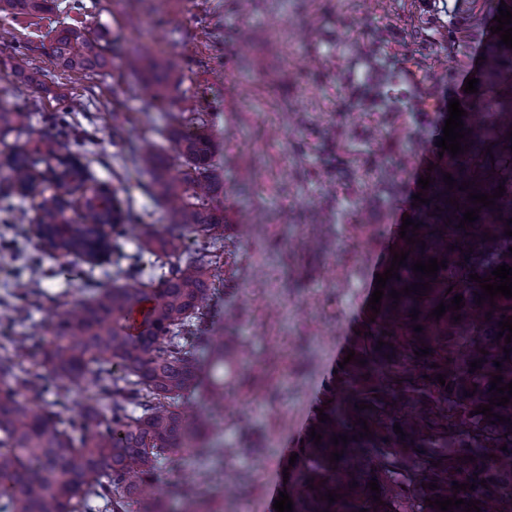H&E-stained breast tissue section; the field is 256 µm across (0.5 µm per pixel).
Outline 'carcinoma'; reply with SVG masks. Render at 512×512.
<instances>
[{"instance_id":"cac0c4a2","label":"carcinoma","mask_w":512,"mask_h":512,"mask_svg":"<svg viewBox=\"0 0 512 512\" xmlns=\"http://www.w3.org/2000/svg\"><path fill=\"white\" fill-rule=\"evenodd\" d=\"M54 6L55 0H0V12L14 15ZM50 56L62 68L98 73L108 64V43L95 28L66 26L55 34ZM133 64L153 99L165 102L173 70L141 57ZM477 88L462 105L464 152L453 157L446 150L439 159L423 193L429 203L414 218L419 230L407 231L396 248L408 257L387 281L380 313L324 409L329 420L316 423L321 444L310 439L288 467L293 512H441L426 502L441 497L478 500L481 512H512V401L492 407L504 422L475 413L496 397L493 376H503L504 385L512 381V359L504 353L512 342L497 338L498 323L512 319V298L478 304L481 284L469 278L512 267V236L505 235L512 230V49L498 34L487 45ZM49 122L58 134L56 165L17 149L0 161V192L35 201L36 217L25 232L37 251L87 267L95 287L83 300L60 297L45 306L49 337L33 354L23 328L30 308L44 302L35 288L39 261L23 256L24 274L13 286L17 304L0 311V512H90L95 503L105 512H131L132 504L148 502L162 512V461L224 452L213 436L224 420V372L239 360L226 351L224 331L211 315L224 287L226 230L213 163L217 143L199 112L172 128L171 150L150 141L138 145L144 188L162 202L167 223H132L109 189L90 190L75 221L68 212L84 166L68 149L67 116ZM12 134L31 137L35 129L28 113L0 104V137ZM446 173L458 183L451 190ZM468 181L473 185L459 190ZM500 185L505 192L489 207L468 199L492 195ZM475 208L479 218L459 227L465 210ZM133 232L138 250L130 252ZM411 236L416 243H407ZM430 258L447 268L435 278L413 272L417 260ZM425 282L430 289L421 297L402 293ZM394 290L397 300L390 297ZM459 294L465 305L449 308ZM144 302L150 313L134 333L130 316ZM441 303L446 313L430 316ZM416 325L423 331H414ZM425 347L429 355H415ZM474 360L481 367L472 372ZM52 379L87 387L84 402L73 407L59 390L54 402L41 405ZM361 403L368 408H355ZM396 422L404 435L394 432ZM339 435L348 443L333 444ZM335 451L341 457L332 462ZM373 478L378 503L368 485ZM455 481L475 488L457 491ZM330 491L341 499L329 503ZM182 512H211L199 483L183 493Z\"/></svg>"}]
</instances>
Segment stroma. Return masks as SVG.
<instances>
[{
	"label": "stroma",
	"mask_w": 512,
	"mask_h": 512,
	"mask_svg": "<svg viewBox=\"0 0 512 512\" xmlns=\"http://www.w3.org/2000/svg\"><path fill=\"white\" fill-rule=\"evenodd\" d=\"M55 2L48 14L0 13V103L31 113L47 144L56 131L44 117L68 112L88 186L118 188L131 213L164 223L134 145H167L172 115H209L228 238L213 316H236L232 340L248 365L246 381L224 391L223 459L193 465L217 512H271L283 462L369 329L374 280L443 135L435 106L464 98L499 0ZM64 26L104 31L105 70L56 66L50 33ZM143 50L177 62L166 108L128 64ZM40 266V292L87 296L73 268L48 255Z\"/></svg>",
	"instance_id": "1"
}]
</instances>
